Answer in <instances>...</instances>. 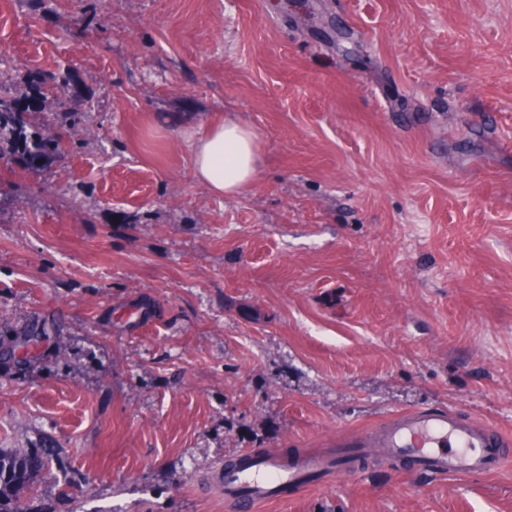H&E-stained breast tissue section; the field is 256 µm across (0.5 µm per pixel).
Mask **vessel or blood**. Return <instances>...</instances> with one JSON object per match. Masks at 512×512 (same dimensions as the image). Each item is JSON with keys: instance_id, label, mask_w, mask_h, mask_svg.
Wrapping results in <instances>:
<instances>
[{"instance_id": "obj_1", "label": "vessel or blood", "mask_w": 512, "mask_h": 512, "mask_svg": "<svg viewBox=\"0 0 512 512\" xmlns=\"http://www.w3.org/2000/svg\"><path fill=\"white\" fill-rule=\"evenodd\" d=\"M357 449L365 467L383 459L411 458L415 469L434 477L489 475L512 459V437L492 425L460 416L448 408L419 407L383 424L345 438ZM337 469L333 458L308 454L297 465L288 464L275 449L247 454L244 465L218 471L224 500L237 512L285 499L292 487L313 477H329Z\"/></svg>"}]
</instances>
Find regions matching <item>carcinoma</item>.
<instances>
[{"mask_svg": "<svg viewBox=\"0 0 512 512\" xmlns=\"http://www.w3.org/2000/svg\"><path fill=\"white\" fill-rule=\"evenodd\" d=\"M71 85L68 75L47 83L27 69H17L10 77L0 81V160L21 162L27 170L44 169L62 147L55 138L73 142L74 119L64 120L57 127H35L23 120L22 115L41 111L42 103L59 100ZM45 468L43 459L30 453L5 456L0 453V512H22L20 493L31 487Z\"/></svg>", "mask_w": 512, "mask_h": 512, "instance_id": "carcinoma-1", "label": "carcinoma"}]
</instances>
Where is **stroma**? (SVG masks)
Wrapping results in <instances>:
<instances>
[{
	"mask_svg": "<svg viewBox=\"0 0 512 512\" xmlns=\"http://www.w3.org/2000/svg\"><path fill=\"white\" fill-rule=\"evenodd\" d=\"M17 68L70 70L33 120L91 131L0 164V452L50 455L26 512H227V460L427 405L512 434V0H0ZM227 114L260 165L218 198L184 126ZM257 512H512V460Z\"/></svg>",
	"mask_w": 512,
	"mask_h": 512,
	"instance_id": "obj_1",
	"label": "stroma"
}]
</instances>
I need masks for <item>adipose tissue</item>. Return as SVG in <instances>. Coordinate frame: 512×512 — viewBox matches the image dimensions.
I'll use <instances>...</instances> for the list:
<instances>
[{
  "label": "adipose tissue",
  "mask_w": 512,
  "mask_h": 512,
  "mask_svg": "<svg viewBox=\"0 0 512 512\" xmlns=\"http://www.w3.org/2000/svg\"><path fill=\"white\" fill-rule=\"evenodd\" d=\"M194 179L211 195L235 196L254 182L259 170L258 135L238 119L227 117L188 129Z\"/></svg>",
  "instance_id": "adipose-tissue-1"
}]
</instances>
